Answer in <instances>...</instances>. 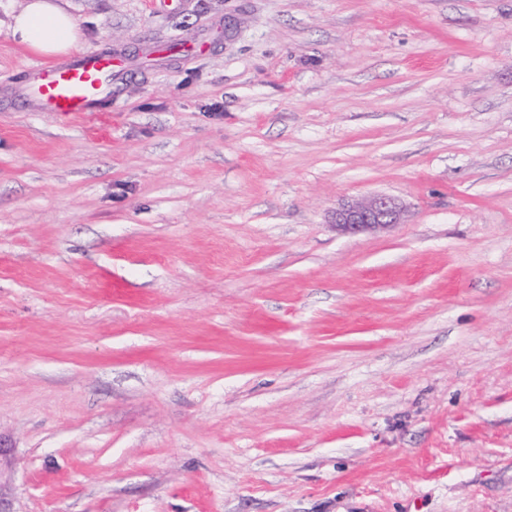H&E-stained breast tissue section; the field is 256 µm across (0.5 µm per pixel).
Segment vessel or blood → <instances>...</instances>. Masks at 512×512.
I'll return each mask as SVG.
<instances>
[{
    "mask_svg": "<svg viewBox=\"0 0 512 512\" xmlns=\"http://www.w3.org/2000/svg\"><path fill=\"white\" fill-rule=\"evenodd\" d=\"M117 75L111 55L88 52L64 63L35 67L26 93L43 111L79 115L111 98Z\"/></svg>",
    "mask_w": 512,
    "mask_h": 512,
    "instance_id": "obj_1",
    "label": "vessel or blood"
}]
</instances>
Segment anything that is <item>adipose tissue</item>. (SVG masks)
Here are the masks:
<instances>
[{"instance_id": "1", "label": "adipose tissue", "mask_w": 512, "mask_h": 512, "mask_svg": "<svg viewBox=\"0 0 512 512\" xmlns=\"http://www.w3.org/2000/svg\"><path fill=\"white\" fill-rule=\"evenodd\" d=\"M8 28L21 45L45 57L79 50L81 33L74 16L58 0H24Z\"/></svg>"}]
</instances>
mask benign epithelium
<instances>
[{"mask_svg": "<svg viewBox=\"0 0 512 512\" xmlns=\"http://www.w3.org/2000/svg\"><path fill=\"white\" fill-rule=\"evenodd\" d=\"M405 207L397 199L373 194L340 204L331 222L343 234L376 232L404 223Z\"/></svg>", "mask_w": 512, "mask_h": 512, "instance_id": "7a95c632", "label": "benign epithelium"}]
</instances>
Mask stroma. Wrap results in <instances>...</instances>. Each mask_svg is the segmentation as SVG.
I'll list each match as a JSON object with an SVG mask.
<instances>
[{
  "mask_svg": "<svg viewBox=\"0 0 512 512\" xmlns=\"http://www.w3.org/2000/svg\"><path fill=\"white\" fill-rule=\"evenodd\" d=\"M16 6L0 512H512V0H64L77 116ZM119 65L112 55L83 53L64 63L36 66L25 94L44 112L79 115L112 98ZM405 207L397 199L373 194L340 204L331 222L343 234L376 232L404 223Z\"/></svg>",
  "mask_w": 512,
  "mask_h": 512,
  "instance_id": "stroma-1",
  "label": "stroma"
}]
</instances>
